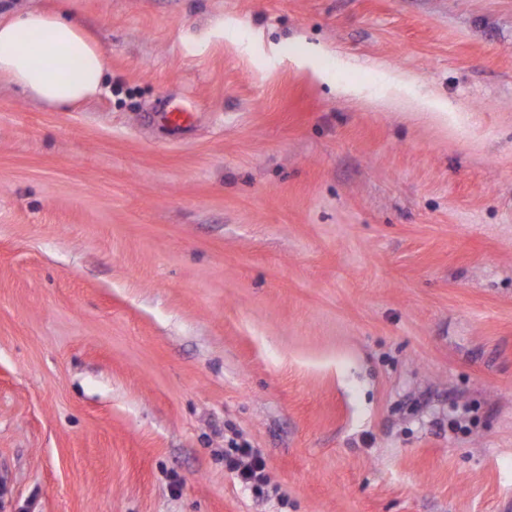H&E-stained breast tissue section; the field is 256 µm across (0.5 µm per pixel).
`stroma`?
<instances>
[{
	"label": "stroma",
	"instance_id": "stroma-1",
	"mask_svg": "<svg viewBox=\"0 0 512 512\" xmlns=\"http://www.w3.org/2000/svg\"><path fill=\"white\" fill-rule=\"evenodd\" d=\"M60 8L110 90L0 79V512H512V0H0ZM228 451L224 454L227 467L237 478L248 485L255 493L268 492L269 478L266 474L265 463L261 455L245 443H238L231 438L228 441Z\"/></svg>",
	"mask_w": 512,
	"mask_h": 512
}]
</instances>
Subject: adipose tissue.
<instances>
[{
    "instance_id": "adipose-tissue-1",
    "label": "adipose tissue",
    "mask_w": 512,
    "mask_h": 512,
    "mask_svg": "<svg viewBox=\"0 0 512 512\" xmlns=\"http://www.w3.org/2000/svg\"><path fill=\"white\" fill-rule=\"evenodd\" d=\"M107 68L100 43L65 11L0 18V77L49 107L101 95Z\"/></svg>"
}]
</instances>
